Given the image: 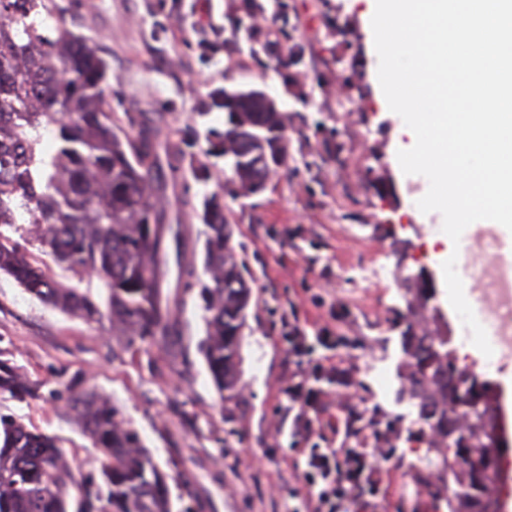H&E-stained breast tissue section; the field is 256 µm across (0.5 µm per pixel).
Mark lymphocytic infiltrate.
<instances>
[{
    "instance_id": "1",
    "label": "lymphocytic infiltrate",
    "mask_w": 512,
    "mask_h": 512,
    "mask_svg": "<svg viewBox=\"0 0 512 512\" xmlns=\"http://www.w3.org/2000/svg\"><path fill=\"white\" fill-rule=\"evenodd\" d=\"M320 345L331 349L335 342L322 336L317 344H310L297 326L288 336L287 378L280 390L288 411L281 422L288 425L298 447L291 466L299 473V482L289 488L288 497L300 503L302 512H351L356 504L363 512H373L381 487L374 461L326 436L341 424L334 414L340 393L332 386H318L316 378L335 375L339 367L335 357H316Z\"/></svg>"
}]
</instances>
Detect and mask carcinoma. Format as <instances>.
I'll use <instances>...</instances> for the list:
<instances>
[{
    "label": "carcinoma",
    "instance_id": "carcinoma-1",
    "mask_svg": "<svg viewBox=\"0 0 512 512\" xmlns=\"http://www.w3.org/2000/svg\"><path fill=\"white\" fill-rule=\"evenodd\" d=\"M286 0H239L236 16L278 23ZM110 65L94 43L53 16L48 0H0V227L19 230L17 215L38 228L37 241L71 273L61 285L32 265L20 244L0 231V272L29 294L87 322L108 317L125 346L174 344L169 259L176 287L196 288L207 326L202 352L219 399L236 401L237 357L251 296L231 244L218 193L204 198L203 272L190 243L160 200L176 190L182 155L161 135V118L143 117L131 136L110 112ZM224 131H207L211 148L232 156L231 180L245 195L288 168L286 113L266 92L216 90ZM54 127L56 150L45 159L42 130ZM426 275L413 288L418 307L431 302ZM399 349L410 356L396 378L411 385L405 411L379 407L346 414L345 438L361 448L367 436L386 448L406 441L434 448L450 441L457 454L477 453L481 465L431 484L433 461L419 479L432 512H489L493 443L477 449L460 423L467 409L494 410L496 392L481 375L463 372L455 351L397 313ZM24 400L35 387L0 359V397ZM70 408L101 455L100 479L60 462L56 440L0 414V512H191L173 510L168 479L138 433L105 401L69 389Z\"/></svg>",
    "mask_w": 512,
    "mask_h": 512
}]
</instances>
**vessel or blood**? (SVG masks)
Returning <instances> with one entry per match:
<instances>
[{"label":"vessel or blood","instance_id":"vessel-or-blood-1","mask_svg":"<svg viewBox=\"0 0 512 512\" xmlns=\"http://www.w3.org/2000/svg\"><path fill=\"white\" fill-rule=\"evenodd\" d=\"M494 238L496 252L488 266H491L502 282L512 285V241L495 236L492 229L477 228L463 240V260L457 266V272L464 284L471 290L476 310L482 315H490L498 305L496 296L485 293L482 284L483 268L487 266L481 261L483 242Z\"/></svg>","mask_w":512,"mask_h":512}]
</instances>
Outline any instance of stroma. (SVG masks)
<instances>
[{
  "label": "stroma",
  "mask_w": 512,
  "mask_h": 512,
  "mask_svg": "<svg viewBox=\"0 0 512 512\" xmlns=\"http://www.w3.org/2000/svg\"><path fill=\"white\" fill-rule=\"evenodd\" d=\"M71 28L95 40L111 67L112 118L122 129L140 112L160 113L164 133L179 142L182 173L165 204L179 211L188 235L204 226L193 208L219 192L234 231L233 244L252 281L238 361L241 397L220 402L201 343L203 311L194 288L179 289L175 316L182 328L176 352L166 346L125 348L109 320L86 322L33 297L0 273V350L38 388L35 398L0 401L13 414L53 436L72 467L97 475L101 459L68 405V388L92 391L122 412L159 468L174 475L172 497L191 491L193 512H292L272 483L294 484L289 436H277V386L287 357L288 319L307 336L339 337L337 358L367 388L355 405L394 411L380 398L367 368L394 371L398 332L392 324L401 282L353 277L359 265L404 263L431 270L437 305L454 336L469 330L449 303L436 238L440 213H422L428 191L421 175L401 170L397 152L410 145L402 118L381 90L367 0H288V28L304 63L282 78L275 69L238 56L229 18L237 0H52ZM345 27L347 36L336 33ZM329 80L311 92L312 66ZM357 85L336 109V91L350 71ZM248 85L266 91L288 117V168L262 193L241 195L224 157L206 154L207 129H223L209 109L216 88ZM340 161H333V152ZM207 168L208 182L196 178ZM388 178L394 194L379 196L365 174ZM417 457L407 444L383 462L386 497L377 512H428L426 496H407Z\"/></svg>",
  "instance_id": "35a3bbf8"
}]
</instances>
